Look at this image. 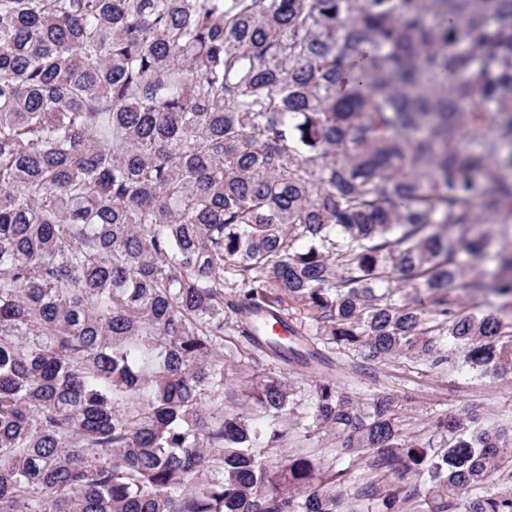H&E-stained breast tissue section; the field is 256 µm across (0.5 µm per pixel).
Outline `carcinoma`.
<instances>
[{"mask_svg":"<svg viewBox=\"0 0 512 512\" xmlns=\"http://www.w3.org/2000/svg\"><path fill=\"white\" fill-rule=\"evenodd\" d=\"M493 222L512 0H0V512H512V426L469 406L423 441L317 372L325 476L256 453L287 382L224 413L226 336L511 383L512 248L459 261Z\"/></svg>","mask_w":512,"mask_h":512,"instance_id":"obj_1","label":"carcinoma"}]
</instances>
